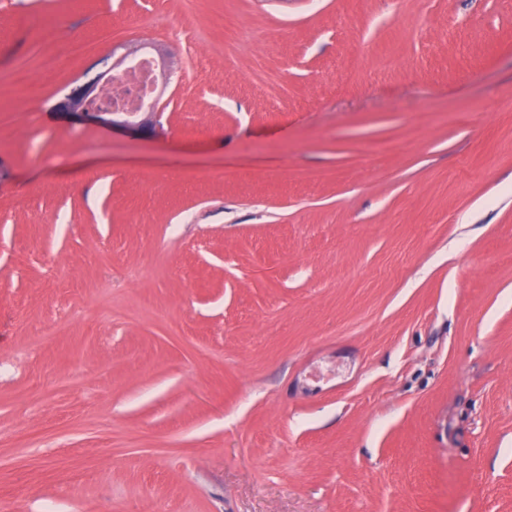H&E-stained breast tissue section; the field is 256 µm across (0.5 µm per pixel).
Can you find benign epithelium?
Returning a JSON list of instances; mask_svg holds the SVG:
<instances>
[{"instance_id": "obj_1", "label": "benign epithelium", "mask_w": 512, "mask_h": 512, "mask_svg": "<svg viewBox=\"0 0 512 512\" xmlns=\"http://www.w3.org/2000/svg\"><path fill=\"white\" fill-rule=\"evenodd\" d=\"M112 70L108 69L98 74L93 80L76 88L63 102L59 109L73 116L79 121L110 125L114 129H121L128 133H138L152 129V114L158 103H153L149 113L142 117L132 112H121L115 109H102L93 106L99 86L112 81Z\"/></svg>"}]
</instances>
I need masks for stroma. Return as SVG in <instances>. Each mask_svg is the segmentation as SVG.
<instances>
[{
  "mask_svg": "<svg viewBox=\"0 0 512 512\" xmlns=\"http://www.w3.org/2000/svg\"><path fill=\"white\" fill-rule=\"evenodd\" d=\"M143 43L155 133L56 111ZM0 109V501L512 512V0H0ZM95 45L82 41H72L66 51L60 54L45 56L38 72H32L25 67H17L12 73V80L19 90V95L24 103H37L41 100L46 82L61 68L66 58L73 55H84L92 52Z\"/></svg>",
  "mask_w": 512,
  "mask_h": 512,
  "instance_id": "1",
  "label": "stroma"
}]
</instances>
